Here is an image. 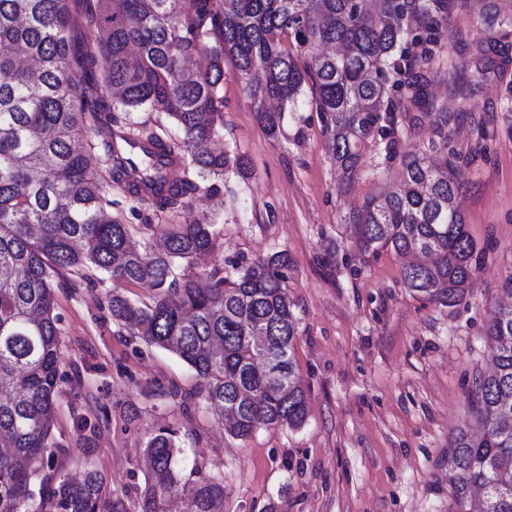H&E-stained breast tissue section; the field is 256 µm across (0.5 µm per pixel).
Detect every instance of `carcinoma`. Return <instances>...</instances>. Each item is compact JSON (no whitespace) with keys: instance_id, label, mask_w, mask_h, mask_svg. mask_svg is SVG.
<instances>
[{"instance_id":"cac0c4a2","label":"carcinoma","mask_w":512,"mask_h":512,"mask_svg":"<svg viewBox=\"0 0 512 512\" xmlns=\"http://www.w3.org/2000/svg\"><path fill=\"white\" fill-rule=\"evenodd\" d=\"M83 0H0V512H126L105 499L104 479L88 465L73 480L58 466L53 430L61 332L55 289L73 288L65 271L112 280V322L193 368L199 398L235 419L232 438L262 427L305 422V390L294 360L299 333L288 296L292 259L286 251L224 271L193 272L220 232L207 222L182 224L163 249H136L129 229L112 219L106 189L115 186L156 213L174 210L205 188L190 178L245 175L236 154L213 153L206 142L224 125V60L255 103L257 121L272 137L282 113L305 86L331 139L340 186L359 172L368 142L391 139L396 112L424 110L434 138L424 155L400 159L395 190L365 199L349 217L353 244L364 256L390 249L424 261L403 267L402 284L442 308L471 295L482 248L465 224L461 198L467 159L452 143V117L428 95L441 76L469 66L491 68L485 47L512 32V0H478L476 52L436 56L442 30L473 0H96L89 22L104 34L94 50L72 49L75 14ZM208 49L204 70L192 59ZM163 112L181 137L137 136L142 156L127 153L129 135L113 111ZM101 139L105 160L79 140ZM182 174L167 177L151 162L173 154ZM147 282L150 303L131 302L120 288ZM485 336L493 370L475 378L467 395L480 428H458L448 446L453 512H512V308L492 311ZM176 432L160 429L145 445L155 483L142 512H163L157 497L186 492L191 512H224V482L180 484Z\"/></svg>"}]
</instances>
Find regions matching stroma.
Instances as JSON below:
<instances>
[{
  "mask_svg": "<svg viewBox=\"0 0 512 512\" xmlns=\"http://www.w3.org/2000/svg\"><path fill=\"white\" fill-rule=\"evenodd\" d=\"M490 55L496 69H469L465 93L444 82L430 86L454 115L451 138L469 160L461 208L474 239L488 247L470 298L452 309L403 287V257L387 249L360 256L349 238V216L363 199L396 185L399 157L427 149L433 132L421 109L399 120L397 158L386 159L384 142L374 140L358 178L342 190L311 92L283 112L272 137L233 65L225 64L224 126L212 147L245 156L250 175L225 173L218 195L201 192L150 217L116 189L111 213L128 224L139 247L159 243L179 224H215L220 239L197 261L198 272L230 273L242 261L288 251L306 422L233 439L202 400L182 406L168 397L173 387L195 391L200 379L172 353L113 323L105 300L111 282L60 288L53 433L65 472L77 478L92 463L127 512H141L151 483L145 442L167 427L181 447L184 480L223 479L224 512H450L448 444L468 419L467 390L491 368L484 333L504 301L500 285L512 275V112L505 108L512 36ZM331 245L337 252L328 260ZM84 415L100 419L89 442L78 427Z\"/></svg>",
  "mask_w": 512,
  "mask_h": 512,
  "instance_id": "obj_1",
  "label": "stroma"
}]
</instances>
